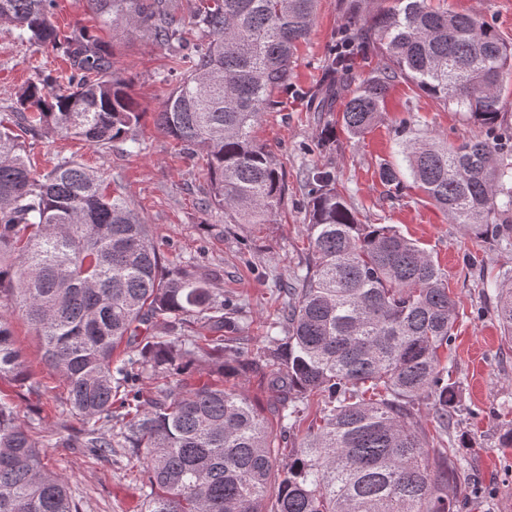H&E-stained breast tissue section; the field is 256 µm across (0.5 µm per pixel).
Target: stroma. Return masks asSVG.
<instances>
[{"mask_svg": "<svg viewBox=\"0 0 512 512\" xmlns=\"http://www.w3.org/2000/svg\"><path fill=\"white\" fill-rule=\"evenodd\" d=\"M430 5L480 15L512 44V0H430ZM54 21L61 34L85 28L99 37L115 68L131 79L142 119L137 144L117 142L107 149L57 133L23 134L37 169L70 158L119 187L150 224L167 268L192 265L198 275L212 277L218 295L235 304L240 334L251 351L265 348L266 328L278 318L279 283L290 279L306 257V168H330L347 187L361 220L391 225L431 255L460 312L448 351L458 385L450 432L463 443L469 466L449 495L458 502V512H512V447L500 445L503 413L512 409V342L497 320L494 291L482 285L484 275L512 270V246H478L473 234L449 223L420 189L410 187L392 198L378 175L381 163L403 162L396 136L401 128L452 143L480 137L482 127L407 82L391 87L381 119L359 139L338 128L343 101L329 112L309 111L307 95L322 82L345 22L340 0H318L311 35L298 50L287 89L276 95L279 106L265 113L255 129L284 175L285 205L276 223L230 224L223 210L202 204L209 185L202 160L179 154L154 124L173 87L166 79L170 50L124 26H101L87 0H58ZM16 35L13 26L0 22V120L9 119L17 93L38 72L61 74L69 66L61 48L22 43ZM328 124L337 133L325 149L319 134ZM13 330L42 387L25 394L5 379L0 397L17 404L25 422L42 431L47 467L68 478L81 512H143L145 473L129 464L123 449L96 459L86 449L66 446L67 435L77 434L80 423L62 402L64 386L45 368L40 340L22 316L14 317Z\"/></svg>", "mask_w": 512, "mask_h": 512, "instance_id": "35a3bbf8", "label": "stroma"}]
</instances>
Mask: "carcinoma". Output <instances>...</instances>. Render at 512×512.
Listing matches in <instances>:
<instances>
[{"instance_id":"1","label":"carcinoma","mask_w":512,"mask_h":512,"mask_svg":"<svg viewBox=\"0 0 512 512\" xmlns=\"http://www.w3.org/2000/svg\"><path fill=\"white\" fill-rule=\"evenodd\" d=\"M318 0H200L196 38L174 0H88L116 22L171 49L180 80L157 113V128L189 156L206 158L205 207L231 224H272L284 203L283 174L253 136L288 86ZM356 18L368 0H341ZM56 0H0V21L24 42L64 49L63 75L39 74L21 89L13 127L0 123V379L37 392L9 318L19 310L39 336L45 367L65 388L93 456L128 448L148 475L145 512H457L448 497L464 460L445 440L455 383L441 364L453 339L456 302L442 272L413 240L365 224L348 189L327 168L303 176L305 268L283 289L278 327L264 357L235 345L234 307L209 280L164 259L132 204L74 160L35 172L15 130L52 131L107 148L135 143L142 112L131 81L86 32L60 37ZM349 51L333 55L310 109L329 112L345 96L341 121L359 136L377 122L390 87L413 84L485 128L448 144L419 132L402 140L406 170L383 163L380 180L398 196L410 177L449 223L485 244L512 243V122L501 96L512 75V44L477 15L432 9L428 0H390L368 25L341 32ZM387 66L358 87V59ZM498 293L497 318L512 340V271L482 280ZM272 364L270 385L283 433L317 396L312 422L288 462L250 400L222 384L172 379L184 363L239 375ZM144 375L162 380L140 400ZM431 401L435 436L415 418ZM120 418L117 438L101 429ZM42 435L0 400V512H80L67 479L42 462Z\"/></svg>"}]
</instances>
